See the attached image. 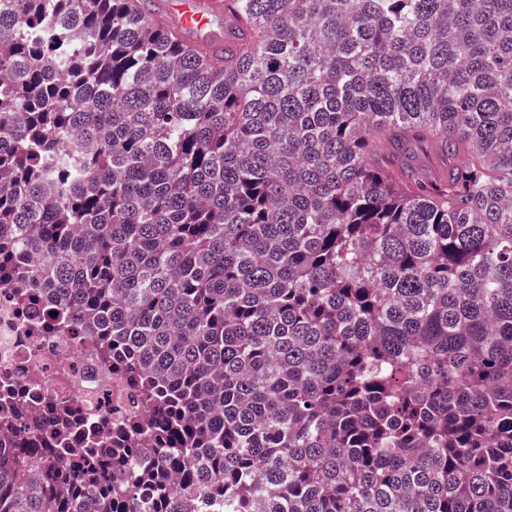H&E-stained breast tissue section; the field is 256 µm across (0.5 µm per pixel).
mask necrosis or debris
<instances>
[{"mask_svg":"<svg viewBox=\"0 0 512 512\" xmlns=\"http://www.w3.org/2000/svg\"><path fill=\"white\" fill-rule=\"evenodd\" d=\"M54 309L46 295L31 303L15 283L0 282V382L21 400L0 406V420L17 416L45 435L61 420L51 405L61 398L99 443L111 442L113 426L133 410V393L113 375L96 337L74 335L62 322L47 329Z\"/></svg>","mask_w":512,"mask_h":512,"instance_id":"necrosis-or-debris-1","label":"necrosis or debris"}]
</instances>
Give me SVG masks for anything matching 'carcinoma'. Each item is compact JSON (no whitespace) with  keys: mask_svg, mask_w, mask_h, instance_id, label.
I'll return each mask as SVG.
<instances>
[{"mask_svg":"<svg viewBox=\"0 0 512 512\" xmlns=\"http://www.w3.org/2000/svg\"><path fill=\"white\" fill-rule=\"evenodd\" d=\"M0 0V276L139 401L0 512H512V0ZM216 0H188L178 12L182 28L195 35L207 29L213 18L224 13L223 7ZM211 30L224 37V20H215Z\"/></svg>","mask_w":512,"mask_h":512,"instance_id":"cac0c4a2","label":"carcinoma"}]
</instances>
